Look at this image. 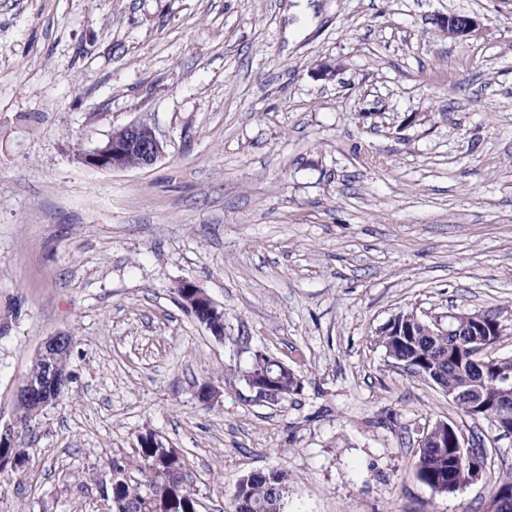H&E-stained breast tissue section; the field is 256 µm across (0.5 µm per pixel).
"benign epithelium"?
<instances>
[{
    "label": "benign epithelium",
    "mask_w": 512,
    "mask_h": 512,
    "mask_svg": "<svg viewBox=\"0 0 512 512\" xmlns=\"http://www.w3.org/2000/svg\"><path fill=\"white\" fill-rule=\"evenodd\" d=\"M444 29L453 37H464L477 26V21L469 15L450 14L443 21ZM163 148L155 133L146 125H131L112 133L108 141L96 148L82 153L84 165L95 169H126L128 158L137 156L141 168L153 165L162 155ZM178 297L183 304L218 340H224V310L218 308L210 297L197 285L183 282L177 288ZM419 323L433 336H460L463 332L470 333L471 348L469 361L480 369L488 366L484 361V352L494 346L497 336L507 334L508 325L486 323L480 313L473 314H434L419 318ZM72 347L67 345L60 336L48 338L33 359L37 374H27L16 394L15 410L10 422L0 427V446L13 443L17 438L21 420L25 412L37 413L55 404L58 362L61 358L71 355ZM243 380L251 393V400L259 404H268L270 399L265 394L273 392L277 378L270 374V368L262 365L256 373L244 372ZM512 381L500 379L494 384V392L485 389L470 391V404L481 409L489 403L492 395L500 396L508 391ZM458 465L469 472V482L477 481L482 474L481 467L469 453H460Z\"/></svg>",
    "instance_id": "1"
}]
</instances>
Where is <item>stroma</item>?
Listing matches in <instances>:
<instances>
[{
    "instance_id": "obj_1",
    "label": "stroma",
    "mask_w": 512,
    "mask_h": 512,
    "mask_svg": "<svg viewBox=\"0 0 512 512\" xmlns=\"http://www.w3.org/2000/svg\"><path fill=\"white\" fill-rule=\"evenodd\" d=\"M452 12L476 30L442 32ZM134 123L154 165L81 162ZM406 310L512 324V0H0V423L43 342L74 341L0 512H108L149 431L199 512L271 469L283 512H484L512 435L375 345ZM258 351L302 392L254 403ZM438 422L485 456L448 495L416 475ZM178 297L183 304L218 340L224 338V311L210 299L197 285L183 282L177 288Z\"/></svg>"
}]
</instances>
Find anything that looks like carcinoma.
<instances>
[{
  "mask_svg": "<svg viewBox=\"0 0 512 512\" xmlns=\"http://www.w3.org/2000/svg\"><path fill=\"white\" fill-rule=\"evenodd\" d=\"M375 344L387 357L411 365L413 373L427 375L442 391L454 397L465 382L461 362L468 358V344L457 336H395L378 335ZM279 391L289 399L300 393L292 371L280 372ZM512 417V399L504 397L497 406H489L482 418L494 420ZM458 449L451 448L440 432L428 436L419 448L416 475L432 491L448 494L464 479L455 468ZM22 446L0 447V474L19 471L27 461ZM140 478L129 481L130 470ZM288 494V473L283 470L255 471L242 476L230 496L228 512H283ZM194 474L181 453L162 442L141 443L136 455L112 459L110 512H196Z\"/></svg>",
  "mask_w": 512,
  "mask_h": 512,
  "instance_id": "carcinoma-1",
  "label": "carcinoma"
}]
</instances>
